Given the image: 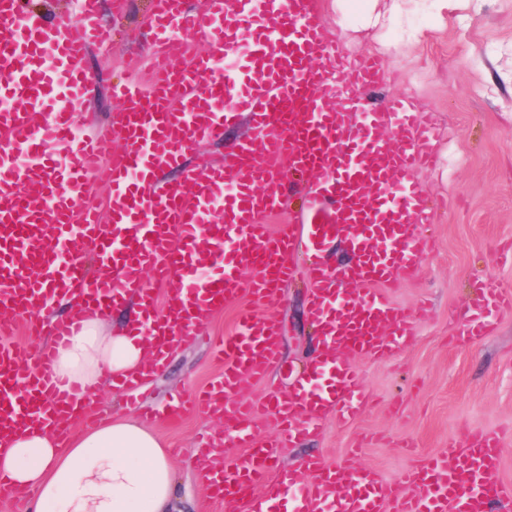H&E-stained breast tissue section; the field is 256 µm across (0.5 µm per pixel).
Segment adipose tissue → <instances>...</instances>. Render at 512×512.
<instances>
[{
	"instance_id": "adipose-tissue-1",
	"label": "adipose tissue",
	"mask_w": 512,
	"mask_h": 512,
	"mask_svg": "<svg viewBox=\"0 0 512 512\" xmlns=\"http://www.w3.org/2000/svg\"><path fill=\"white\" fill-rule=\"evenodd\" d=\"M153 357L151 339L106 333L99 316L87 312L59 346L57 371L66 385L94 386ZM0 475L30 489L28 512H171L177 497L161 439L132 419L78 433L64 444L48 426L26 432L0 451Z\"/></svg>"
}]
</instances>
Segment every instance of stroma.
I'll list each match as a JSON object with an SVG mask.
<instances>
[{
    "label": "stroma",
    "instance_id": "stroma-1",
    "mask_svg": "<svg viewBox=\"0 0 512 512\" xmlns=\"http://www.w3.org/2000/svg\"><path fill=\"white\" fill-rule=\"evenodd\" d=\"M149 0H102L104 24L127 33L111 53L91 51L94 77L70 107L75 127L98 132L118 109L109 87L147 75L135 60L144 45ZM323 23L350 54L370 52L383 63L381 98L405 96L431 119L435 166L419 174L424 193L448 201L435 215L433 246L409 282L392 289L394 302L414 313L413 342L388 358L358 357L367 403L350 422L329 413L321 433L281 448L276 468H298L307 457L333 464L353 458L376 471L396 493H409L403 474L476 431L500 437L496 478L512 487V306L483 335L467 332L465 313L479 285L512 293V0H377L350 11L345 0H320ZM305 268L282 288L277 317L280 362L251 388L252 400L288 394L312 348ZM236 304L217 311L196 343L174 348L142 387L145 406L169 407L173 396L208 385L218 369L208 339L231 333ZM153 427L173 458L176 512H223L210 499L194 465L196 438L225 431L200 412L156 419Z\"/></svg>",
    "mask_w": 512,
    "mask_h": 512
}]
</instances>
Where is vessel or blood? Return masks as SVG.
<instances>
[{"mask_svg":"<svg viewBox=\"0 0 512 512\" xmlns=\"http://www.w3.org/2000/svg\"><path fill=\"white\" fill-rule=\"evenodd\" d=\"M74 3L71 15L51 17L25 0H0V96L14 103L0 110V448L47 420L63 436L75 416L95 427L91 413H74L90 392L64 387L55 372V346L82 309L104 311L136 295L134 328L161 354L193 343L214 311L248 298L253 305L241 308L234 333L210 344L220 378L172 408L218 407L230 424V438L203 436L196 459L206 493L224 512H266L276 498L283 512L512 507V492L494 479L499 439L481 431L452 455L407 471L402 481L413 491L401 497L347 460L308 458L299 472L273 471L284 442L317 433L328 412L348 421L363 408L355 358L391 356L413 335L389 291L412 278L429 248L432 208L416 175L434 160L433 134L408 99L374 100L378 59L348 60L317 0H206L199 11L186 0H152L151 82L113 86L124 109L109 128L86 135L65 104L88 83L89 51H109L112 33L99 23L98 0ZM189 35L208 53L187 57ZM177 57L186 60L179 69L171 65ZM243 112L247 135L219 160L199 154L201 142ZM116 128L125 136L119 151ZM175 169L181 181L165 180ZM100 182L111 193L96 203L90 187ZM297 197L304 209L271 235L267 218ZM299 249L317 328L310 364L288 394L239 402L279 363L274 309ZM89 253L97 270L86 266ZM159 284L168 289L162 308ZM57 295L76 299L78 309L41 317ZM509 304L511 296L484 291L471 333H484ZM17 313L31 314L30 332L45 339L38 357L12 341ZM270 418L279 435L261 439L258 424Z\"/></svg>","mask_w":512,"mask_h":512,"instance_id":"obj_1","label":"vessel or blood"}]
</instances>
